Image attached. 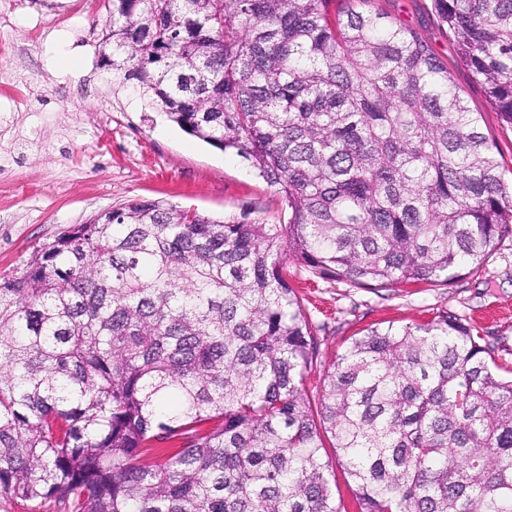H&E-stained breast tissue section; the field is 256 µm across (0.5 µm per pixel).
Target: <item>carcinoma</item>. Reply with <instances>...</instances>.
I'll list each match as a JSON object with an SVG mask.
<instances>
[{
	"label": "carcinoma",
	"instance_id": "1",
	"mask_svg": "<svg viewBox=\"0 0 512 512\" xmlns=\"http://www.w3.org/2000/svg\"><path fill=\"white\" fill-rule=\"evenodd\" d=\"M367 2L112 0V81L250 162L288 223L132 199L0 277L1 499L342 512L328 440L357 512H512V378L457 317L348 338L303 398L317 345L284 251L392 288L478 273L512 236L482 113ZM436 6L512 125V0Z\"/></svg>",
	"mask_w": 512,
	"mask_h": 512
}]
</instances>
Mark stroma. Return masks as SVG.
Returning a JSON list of instances; mask_svg holds the SVG:
<instances>
[{"instance_id":"1","label":"stroma","mask_w":512,"mask_h":512,"mask_svg":"<svg viewBox=\"0 0 512 512\" xmlns=\"http://www.w3.org/2000/svg\"><path fill=\"white\" fill-rule=\"evenodd\" d=\"M370 10L417 30L448 66L498 148L512 184V125L501 121L461 62L434 0H371ZM110 0H0V275L74 224L145 198L214 218L288 221L275 187L250 163L144 108L134 85L116 89L102 40ZM290 282L318 342L303 379L317 400L345 341L377 324L423 323L452 314L512 369V237L483 270L449 284L362 288L309 274L289 261Z\"/></svg>"}]
</instances>
